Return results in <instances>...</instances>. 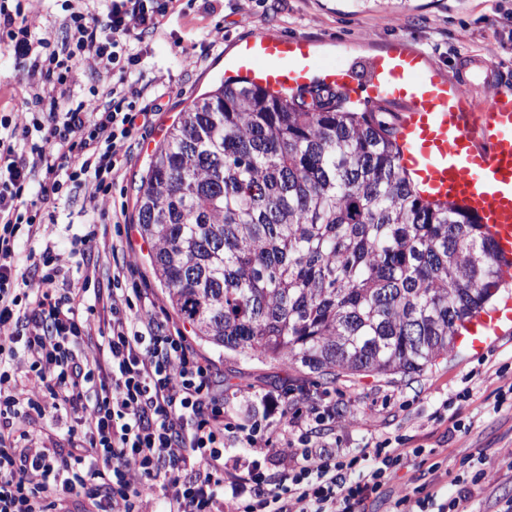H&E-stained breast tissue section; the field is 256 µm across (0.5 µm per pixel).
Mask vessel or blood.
Returning <instances> with one entry per match:
<instances>
[{
    "label": "vessel or blood",
    "mask_w": 512,
    "mask_h": 512,
    "mask_svg": "<svg viewBox=\"0 0 512 512\" xmlns=\"http://www.w3.org/2000/svg\"><path fill=\"white\" fill-rule=\"evenodd\" d=\"M308 41L260 34L241 48L237 67L272 93L311 86L357 83L401 105L397 125L401 163L423 181L428 196L464 201L492 237L503 277L512 276V91H496L480 108L461 84L437 74L414 52L373 57L354 64L315 65ZM512 333V300L463 322L458 349L481 353Z\"/></svg>",
    "instance_id": "obj_1"
}]
</instances>
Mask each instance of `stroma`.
<instances>
[{
  "mask_svg": "<svg viewBox=\"0 0 512 512\" xmlns=\"http://www.w3.org/2000/svg\"><path fill=\"white\" fill-rule=\"evenodd\" d=\"M262 33L307 40L318 57L336 60L400 47L415 50L441 74L462 82L481 107L498 89L500 76L512 77V0H258L253 7L245 0H224L223 10L211 15L195 8L171 12L157 34L144 38L140 64L146 79L157 80L167 106L155 116L145 140L128 148L106 210L125 207L128 223L136 224L142 178L156 146L191 98L234 76L237 45ZM27 100L22 70L11 54L0 51V114L22 115ZM88 208L84 189H74L35 248L48 242L61 259H69L75 238L86 230ZM149 252V243L133 232L125 261L135 283L164 307L168 300L153 275ZM194 347L223 382L224 413L231 421L261 420L260 392H275L284 383L290 397L314 394L335 404L334 435L342 447L364 448L375 439L401 437L406 447L433 449L441 464L437 474L404 462L385 494L365 503V512H395L406 489L433 481L440 498L456 496L457 477L476 448L485 449L498 467L477 497L475 512H497L501 502L512 499V471L500 466L512 455V407L498 406L496 395L512 389V335L480 355L449 350L410 379L366 373L342 376L333 384L298 364L245 361L199 340ZM463 391L469 400L455 401ZM457 421L464 431L453 430Z\"/></svg>",
  "mask_w": 512,
  "mask_h": 512,
  "instance_id": "35a3bbf8",
  "label": "stroma"
}]
</instances>
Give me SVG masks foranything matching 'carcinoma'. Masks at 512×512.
Here are the masks:
<instances>
[{
	"instance_id": "cac0c4a2",
	"label": "carcinoma",
	"mask_w": 512,
	"mask_h": 512,
	"mask_svg": "<svg viewBox=\"0 0 512 512\" xmlns=\"http://www.w3.org/2000/svg\"><path fill=\"white\" fill-rule=\"evenodd\" d=\"M395 123L340 94L245 79L194 100L154 153L140 234L171 307L244 359L421 374L502 285L464 204L423 197Z\"/></svg>"
}]
</instances>
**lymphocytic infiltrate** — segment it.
Instances as JSON below:
<instances>
[{
	"instance_id": "lymphocytic-infiltrate-1",
	"label": "lymphocytic infiltrate",
	"mask_w": 512,
	"mask_h": 512,
	"mask_svg": "<svg viewBox=\"0 0 512 512\" xmlns=\"http://www.w3.org/2000/svg\"><path fill=\"white\" fill-rule=\"evenodd\" d=\"M179 2L109 0L103 13L72 6L55 38L0 0V46L21 64L29 95L26 119L0 116V512H67L72 499L84 512H140L159 492L167 512H222L228 503L235 512H360L425 448L383 439L325 449L307 422H335V406L292 407L270 393L261 396L264 422L235 430L208 361L147 289H126L120 216L108 225L90 217L80 287H59V257L29 247L73 187L93 202L109 195L121 148L160 107L137 70L139 43ZM87 61L98 83L82 95L73 74ZM35 417L65 424L66 447L45 446L28 428ZM229 437L260 459L228 480ZM269 461L282 467L278 482L263 470ZM437 497L414 489L400 512H470L468 491Z\"/></svg>"
}]
</instances>
